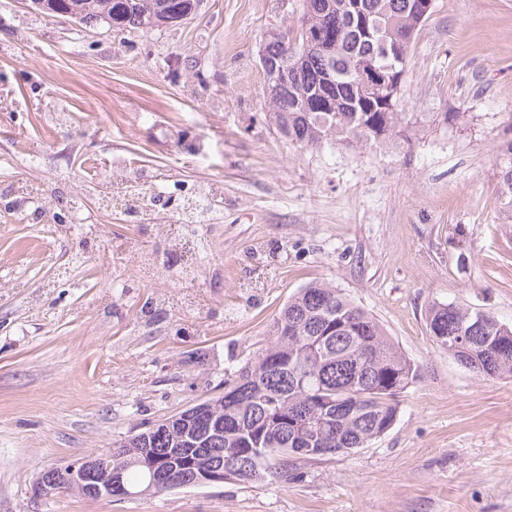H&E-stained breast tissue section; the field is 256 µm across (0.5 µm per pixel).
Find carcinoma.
Here are the masks:
<instances>
[{
  "mask_svg": "<svg viewBox=\"0 0 512 512\" xmlns=\"http://www.w3.org/2000/svg\"><path fill=\"white\" fill-rule=\"evenodd\" d=\"M187 0H69L74 22L84 28L111 19L118 32L148 28L149 21L177 13ZM303 0V16L320 33L321 47L301 54L284 80L286 49L272 31L262 49L269 117L288 142L313 147L324 141L348 146H389L403 132L406 113L369 109L356 66L376 61L406 69L415 35L430 14L421 0ZM373 23L361 29L359 19ZM401 59L384 56L383 40ZM502 209L512 223V140L501 147ZM431 340L460 365L483 378L512 377V327L489 311L433 304L426 314ZM465 338L458 349L453 340ZM413 363L385 335L380 323L327 284L302 289L274 318L269 338L254 357L224 371V394L215 410L194 405L187 416L163 419L112 448V469L129 491L149 487L152 471L184 467L208 471L216 463L224 481L250 483L294 478L298 461L349 453L367 446L394 425L397 397L414 380ZM196 436L191 453L177 454L184 431Z\"/></svg>",
  "mask_w": 512,
  "mask_h": 512,
  "instance_id": "cac0c4a2",
  "label": "carcinoma"
}]
</instances>
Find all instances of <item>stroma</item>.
I'll use <instances>...</instances> for the list:
<instances>
[{
  "label": "stroma",
  "instance_id": "stroma-1",
  "mask_svg": "<svg viewBox=\"0 0 512 512\" xmlns=\"http://www.w3.org/2000/svg\"><path fill=\"white\" fill-rule=\"evenodd\" d=\"M301 14L302 0H201L121 34L0 0V512H512V378L476 376L425 325L453 303L512 326V0H434L402 91L420 120L391 149L302 150L273 129L260 50ZM116 161L158 173L149 196L219 187L187 278L166 271L178 210L132 224L106 204ZM21 179L65 184L72 223L47 194L42 222L21 219ZM316 282L415 367L384 435L286 483L33 496L41 470L222 395L225 369ZM501 197L502 209L505 213V223H512V140L507 141L501 147Z\"/></svg>",
  "mask_w": 512,
  "mask_h": 512
}]
</instances>
